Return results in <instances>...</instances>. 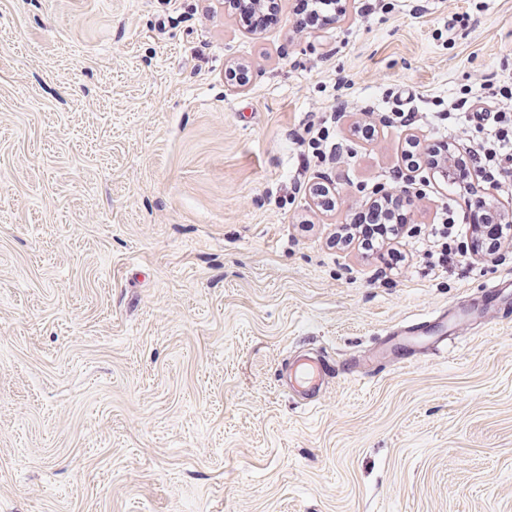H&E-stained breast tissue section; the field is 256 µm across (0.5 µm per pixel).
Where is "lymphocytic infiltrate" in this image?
<instances>
[{"label": "lymphocytic infiltrate", "instance_id": "1", "mask_svg": "<svg viewBox=\"0 0 512 512\" xmlns=\"http://www.w3.org/2000/svg\"><path fill=\"white\" fill-rule=\"evenodd\" d=\"M490 108H482L478 100L460 96L448 106L449 136L438 137L431 144L407 140L403 149L406 167L441 168L453 161V191L464 200L462 212L447 214L443 223L432 225L427 236L435 251L433 265L445 271H455L463 264V254L456 240L470 235L475 252L500 250L506 238L503 224L490 218L491 203L481 195L475 183L476 172H483L486 182L498 183L512 192V81L500 80L490 89ZM475 137L476 145L466 153H452L450 138ZM410 214L400 196L378 199L354 212L350 223L341 225L335 237L336 245H358L363 251L386 250L389 264L402 266L405 257L393 249L402 229L409 224Z\"/></svg>", "mask_w": 512, "mask_h": 512}]
</instances>
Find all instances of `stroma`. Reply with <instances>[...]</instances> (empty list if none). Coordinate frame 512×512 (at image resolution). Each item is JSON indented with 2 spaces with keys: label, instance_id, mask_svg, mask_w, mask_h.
I'll return each mask as SVG.
<instances>
[{
  "label": "stroma",
  "instance_id": "stroma-1",
  "mask_svg": "<svg viewBox=\"0 0 512 512\" xmlns=\"http://www.w3.org/2000/svg\"><path fill=\"white\" fill-rule=\"evenodd\" d=\"M278 3L253 33L222 0H0V512H512V315L343 368L511 280L512 245L430 272L419 228L460 200L426 168L402 272L332 244L407 138L512 79V0H348L303 33ZM305 351L339 366L311 401L280 383Z\"/></svg>",
  "mask_w": 512,
  "mask_h": 512
}]
</instances>
